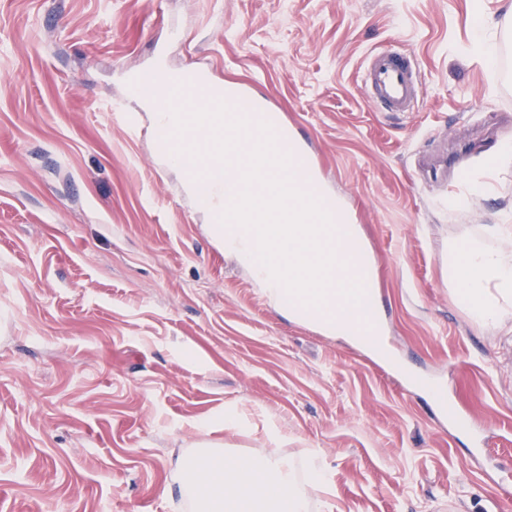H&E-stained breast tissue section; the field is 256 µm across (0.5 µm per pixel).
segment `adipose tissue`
Here are the masks:
<instances>
[{"mask_svg":"<svg viewBox=\"0 0 512 512\" xmlns=\"http://www.w3.org/2000/svg\"><path fill=\"white\" fill-rule=\"evenodd\" d=\"M448 283L476 322H498L512 313V260L483 239L449 244ZM268 439L272 447L261 455L203 440L197 451L181 457V490L194 512H308L305 486L329 487L317 451L307 450L298 464L275 449L276 434Z\"/></svg>","mask_w":512,"mask_h":512,"instance_id":"obj_1","label":"adipose tissue"}]
</instances>
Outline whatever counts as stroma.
<instances>
[{"mask_svg": "<svg viewBox=\"0 0 512 512\" xmlns=\"http://www.w3.org/2000/svg\"><path fill=\"white\" fill-rule=\"evenodd\" d=\"M507 0H0V512H189L175 462L204 425L262 454L316 449L310 512H512V315L477 323L448 245L512 259ZM409 48L420 111H376L367 57ZM200 71L276 108L360 230L395 358L486 435L471 463L393 365L277 311L205 230L133 77ZM488 184L484 193L473 183ZM240 411L224 429L225 407ZM474 26L476 36L472 44V51L483 56L489 62H493L497 56L498 25L489 22L479 11H475ZM303 468L305 470L306 485L320 488L325 492L329 491L327 473L324 465L319 462V456L316 450L309 449L303 455Z\"/></svg>", "mask_w": 512, "mask_h": 512, "instance_id": "stroma-1", "label": "stroma"}]
</instances>
